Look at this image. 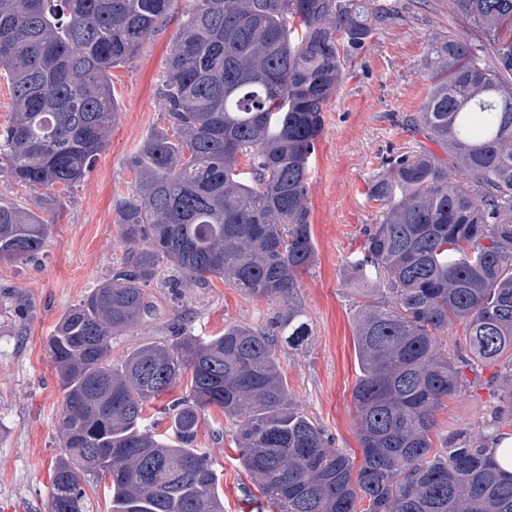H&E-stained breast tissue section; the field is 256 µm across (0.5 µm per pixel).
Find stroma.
<instances>
[{"label": "stroma", "instance_id": "1", "mask_svg": "<svg viewBox=\"0 0 512 512\" xmlns=\"http://www.w3.org/2000/svg\"><path fill=\"white\" fill-rule=\"evenodd\" d=\"M401 3V20L380 34L325 107L309 161L316 259L300 276L298 290L311 334L302 346L282 347L279 356L301 410L335 447L354 455L361 452L351 400L360 375L354 331L361 297L349 261L380 209L369 198L373 174L415 147L406 120L419 111L427 91L422 59L434 39L462 30L448 0ZM185 10V0H175L167 23L128 64L113 69L119 117L80 185L34 192L0 177L1 202L24 206L50 226L37 260L0 262V512H15L21 504L48 512L61 454L57 419L63 393L46 340L63 313L110 278L125 254L114 202L133 188L128 154L165 124L159 91L169 43ZM175 277L169 266L161 267L149 288L161 318L114 339L113 358L172 338L181 326L213 336L234 322L269 325L285 310L282 302L246 297L217 278L206 288H177ZM481 374L486 384L467 389L439 411L440 439L454 434L488 443L497 436L494 417L512 389V371L485 367ZM233 435L232 424L214 408L204 417L197 446L219 476L224 512H257L258 492L232 447Z\"/></svg>", "mask_w": 512, "mask_h": 512}]
</instances>
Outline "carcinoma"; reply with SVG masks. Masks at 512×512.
I'll use <instances>...</instances> for the list:
<instances>
[{
  "label": "carcinoma",
  "mask_w": 512,
  "mask_h": 512,
  "mask_svg": "<svg viewBox=\"0 0 512 512\" xmlns=\"http://www.w3.org/2000/svg\"><path fill=\"white\" fill-rule=\"evenodd\" d=\"M173 2L0 0L12 99L1 177L35 192L84 180L118 119L111 70ZM449 2L465 31L430 43V85L407 119L422 139L373 177L381 208L350 261L360 281L379 277L355 325L361 462L296 405L278 352L310 336L298 278L316 256L309 160L322 112L401 19L397 0H187L162 79L168 127L126 159L125 261L47 339L63 392L49 512H85L92 476L111 478L110 512H224L197 448L213 408L234 425L269 512H512V472L495 448L432 443L466 368H512V0ZM47 237L31 210L0 203V262L37 259ZM163 263L186 286L217 277L288 310L266 328L184 329L116 361L112 340L156 316L147 286ZM456 324L465 345L448 350ZM182 382L169 435L154 433L145 406Z\"/></svg>",
  "instance_id": "carcinoma-1"
}]
</instances>
